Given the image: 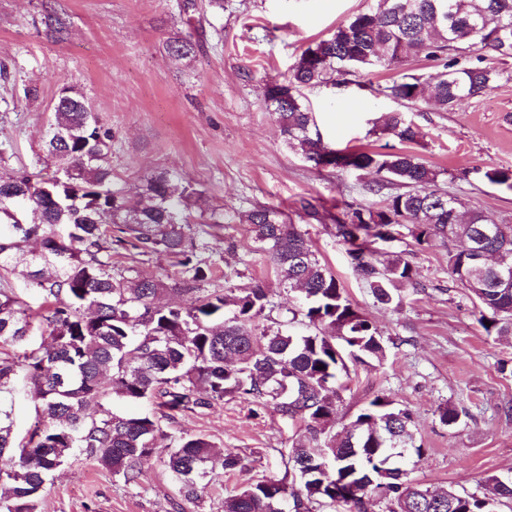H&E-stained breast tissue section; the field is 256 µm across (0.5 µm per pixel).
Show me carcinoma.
Segmentation results:
<instances>
[{
  "instance_id": "obj_1",
  "label": "carcinoma",
  "mask_w": 512,
  "mask_h": 512,
  "mask_svg": "<svg viewBox=\"0 0 512 512\" xmlns=\"http://www.w3.org/2000/svg\"><path fill=\"white\" fill-rule=\"evenodd\" d=\"M207 6L222 9L224 0L206 6L181 0L179 12L190 23ZM464 41L512 58V0H376L304 49L288 77L268 84L264 97L288 148L312 167L381 176L370 186L384 193L376 208L347 206L336 215L302 206L308 218L335 225L353 270L378 303L389 306L404 288L417 286L412 263L392 243L406 234L419 247L439 239L448 245V273L473 300L479 322H487L485 332L511 339L512 225L462 210L414 153L330 148L303 96L341 74L336 64L344 57L360 67H390L423 54L442 61V70L428 78L403 73L381 92L446 112L485 94L496 77L491 68L448 58ZM200 47L190 34L168 50L180 60ZM374 126L403 142L420 137L399 111L381 113ZM111 146L112 133L96 113L59 100L44 140L43 163L52 173H0V485L7 486L0 512H37L48 478L79 454L138 484L157 454L160 418L116 413L109 402L158 397L170 412L238 397L271 405L301 424L288 451L292 481L257 480L224 497L222 512H315L326 502L368 512L376 491L387 512H496L500 499L512 498L511 481L490 478L491 499L462 497L453 489L425 488L385 463L394 444L423 454L414 414L385 394L374 396L347 431H332L347 390L340 373L350 363H383L388 345L319 259L308 233L278 207L237 214L253 250L269 258L277 286L301 293L287 323L261 329L269 285L209 287L216 268L190 233L197 190L162 172L146 179L141 194H125L112 180ZM483 176L512 189V169ZM154 256L172 269V284L139 274L138 258ZM12 275L41 299L39 309L13 288ZM169 288L182 295L180 304L160 301ZM36 316L47 340L31 346ZM293 323L308 332L289 331ZM19 376L31 385L36 412L52 424L37 421L18 441L7 396ZM218 455L226 471L245 466L244 457L203 435L174 440L162 463L181 496L194 502Z\"/></svg>"
}]
</instances>
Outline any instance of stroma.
Wrapping results in <instances>:
<instances>
[{"label":"stroma","mask_w":512,"mask_h":512,"mask_svg":"<svg viewBox=\"0 0 512 512\" xmlns=\"http://www.w3.org/2000/svg\"><path fill=\"white\" fill-rule=\"evenodd\" d=\"M178 0H0V168L34 167L61 89L79 91L112 133V178L127 192L147 175L181 173L200 192L192 213L210 262L230 284L269 279L270 263L251 250L243 225L208 235L211 211L234 215L273 205L298 219L320 257L360 311L396 341L383 364L350 368L349 389L336 413L346 425L378 393L414 412L424 448L410 478L431 488L485 495L488 477L512 481V340L487 335L472 302L448 275V248L398 242L416 270L417 285L400 302L378 304L353 272L333 224L302 218V207L377 206L376 176L318 170L284 144L264 104L266 84L283 80L301 52L327 38L373 0H224L208 10L202 49L176 62L166 45L185 34ZM67 22L63 39L45 26L47 14ZM454 57L480 62L500 76L483 96L447 112L381 95L399 72L428 76L437 62L419 56L402 71L355 70L340 85L305 89L323 139L336 150L412 152L438 173L437 184L466 208L512 224V191L488 183L485 170L512 169V59L466 44ZM399 110L421 131L417 142L375 131L383 112ZM235 252H228V243ZM454 404L457 426L440 423L439 406ZM156 445L202 434L235 449L245 469L225 472L213 461V481L198 503L178 493L160 462L125 484L84 456L48 480L37 512H221L225 496L262 478H282L295 428L273 406L225 399L163 420Z\"/></svg>","instance_id":"obj_1"}]
</instances>
